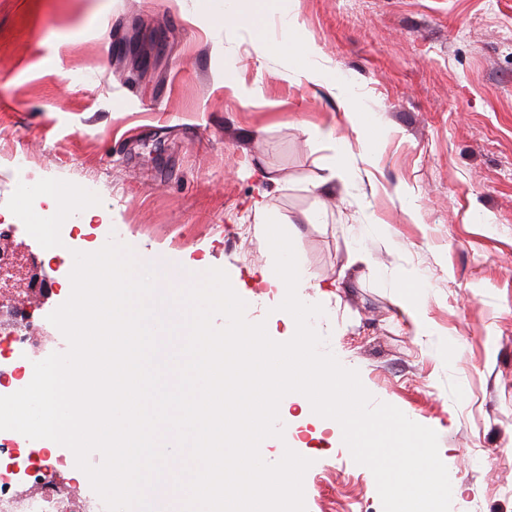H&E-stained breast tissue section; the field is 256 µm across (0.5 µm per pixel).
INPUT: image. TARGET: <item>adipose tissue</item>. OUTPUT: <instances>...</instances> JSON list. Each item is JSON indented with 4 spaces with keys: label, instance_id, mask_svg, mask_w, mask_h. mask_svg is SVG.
<instances>
[{
    "label": "adipose tissue",
    "instance_id": "adipose-tissue-1",
    "mask_svg": "<svg viewBox=\"0 0 512 512\" xmlns=\"http://www.w3.org/2000/svg\"><path fill=\"white\" fill-rule=\"evenodd\" d=\"M253 8L243 11L242 0H225L223 8L215 9L203 5L196 11L197 17L213 30L236 24H246L264 9L263 0H251ZM255 51L264 59H281L289 62L296 73L307 81L318 80L320 71L317 66V50L300 35V23L296 14L282 13L279 19V34L274 39L262 35H254ZM335 95L346 106L344 116L353 130L361 137H368L371 128L380 124L378 117L372 116L368 106H360L355 102L356 93L350 81L342 75L333 81ZM422 276L412 271L404 273V286L401 290V312L407 318L416 338L422 339L435 335L436 328L423 308V293L418 284ZM271 283L278 288L283 298V314L286 319H300L298 335H308L306 320L309 311L301 299V290L307 281L302 276L298 266L292 263L279 267L277 273L270 278Z\"/></svg>",
    "mask_w": 512,
    "mask_h": 512
}]
</instances>
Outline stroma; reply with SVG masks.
I'll list each match as a JSON object with an SVG mask.
<instances>
[{"label":"stroma","mask_w":512,"mask_h":512,"mask_svg":"<svg viewBox=\"0 0 512 512\" xmlns=\"http://www.w3.org/2000/svg\"><path fill=\"white\" fill-rule=\"evenodd\" d=\"M329 75L344 74L382 126L365 146L327 85L258 61L243 27L197 25L193 0H0V246L24 267L13 301L42 320L71 290L63 255L31 236L19 189L91 195L112 234L160 272H227L248 322L288 341L280 260L255 207L284 226L324 312L326 350L385 402L438 434L464 512H512V0H291ZM254 89L250 101L240 88ZM332 131L309 138L308 128ZM358 176L330 178L337 140ZM29 162L14 172L10 152ZM394 237L386 239L382 225ZM424 277L436 329L399 310L400 273ZM334 284L319 299L317 285ZM287 440L311 460L307 512H382L372 472L337 428L291 403Z\"/></svg>","instance_id":"stroma-1"}]
</instances>
